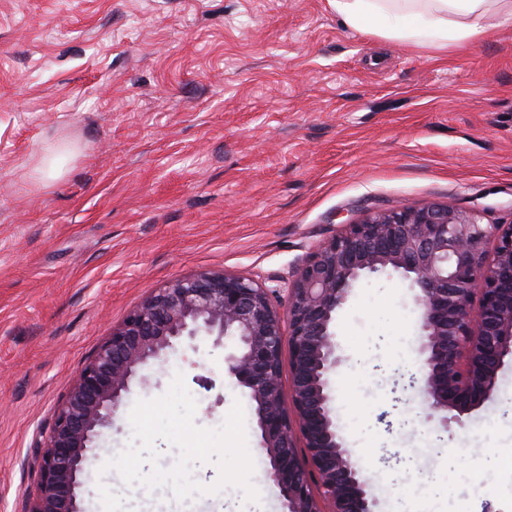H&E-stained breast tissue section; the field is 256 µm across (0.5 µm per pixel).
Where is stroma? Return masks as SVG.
<instances>
[{"mask_svg":"<svg viewBox=\"0 0 512 512\" xmlns=\"http://www.w3.org/2000/svg\"><path fill=\"white\" fill-rule=\"evenodd\" d=\"M65 157L42 176L47 154ZM447 204L512 224V22L436 50L350 27L328 0H0V512H27L36 448L97 346L153 290L199 272L282 288L376 208ZM408 281H357L336 315L343 444L379 512H512V360L441 428L420 389ZM204 337L142 370L130 401L183 374L194 420L241 401L252 483L176 499L107 463L82 512H282L253 403Z\"/></svg>","mask_w":512,"mask_h":512,"instance_id":"stroma-1","label":"stroma"}]
</instances>
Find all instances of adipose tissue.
Masks as SVG:
<instances>
[{"mask_svg": "<svg viewBox=\"0 0 512 512\" xmlns=\"http://www.w3.org/2000/svg\"><path fill=\"white\" fill-rule=\"evenodd\" d=\"M352 28L445 47L481 37L490 20L512 19V0H329Z\"/></svg>", "mask_w": 512, "mask_h": 512, "instance_id": "obj_1", "label": "adipose tissue"}]
</instances>
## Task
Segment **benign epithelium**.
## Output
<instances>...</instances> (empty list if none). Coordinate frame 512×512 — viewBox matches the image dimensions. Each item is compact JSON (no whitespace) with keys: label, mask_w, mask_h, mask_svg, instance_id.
<instances>
[{"label":"benign epithelium","mask_w":512,"mask_h":512,"mask_svg":"<svg viewBox=\"0 0 512 512\" xmlns=\"http://www.w3.org/2000/svg\"><path fill=\"white\" fill-rule=\"evenodd\" d=\"M382 272L400 275L416 291L431 411L445 428L463 422L490 398L504 359L512 357V225H484L473 212L435 203L374 211L298 267L285 288V318L274 290L225 272L178 278L151 292L97 348L58 407L38 454L27 512H79L88 453L112 425L133 379L150 361L200 335L237 343L225 359L227 372L254 402L268 475L284 512H323L321 500L331 504L329 512H377L378 501L343 446L331 374L340 362L336 313L361 277ZM285 350L289 407L281 382Z\"/></svg>","instance_id":"1"}]
</instances>
